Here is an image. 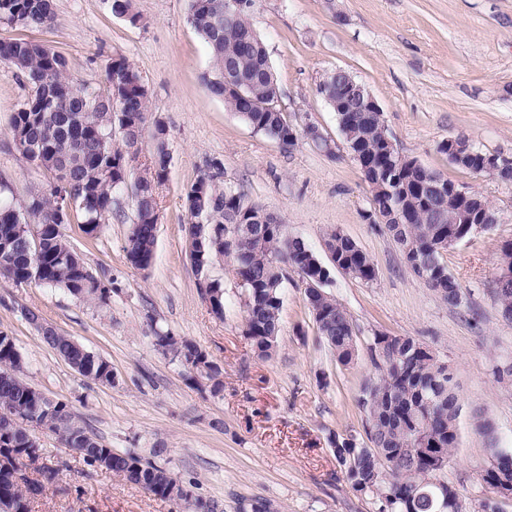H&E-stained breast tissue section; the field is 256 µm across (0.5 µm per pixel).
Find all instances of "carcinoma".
I'll list each match as a JSON object with an SVG mask.
<instances>
[{
	"label": "carcinoma",
	"mask_w": 512,
	"mask_h": 512,
	"mask_svg": "<svg viewBox=\"0 0 512 512\" xmlns=\"http://www.w3.org/2000/svg\"><path fill=\"white\" fill-rule=\"evenodd\" d=\"M112 14L131 24L140 22L134 0H108ZM227 0H190L188 23L203 38L212 63L201 80L225 107L238 113L255 131L292 149L297 137L283 113L246 112L234 94L224 95V66L231 61L236 70L252 79L246 96L258 103L280 100L281 89L274 69H264L266 44L253 28L250 8L232 14ZM55 22L53 0H0V23L27 30H42ZM0 63L28 87V94L10 119L13 141L22 155L47 176L46 188L30 192L20 209L0 198V276L16 284L35 283L59 288L87 303H106L112 282H103L88 268L83 256L71 245L67 226L75 225L86 237H98L112 218L120 197L128 195L134 205L125 258L139 270L151 267L155 257L159 221V190L171 164L166 124L151 110L150 93L141 72L126 58L111 59L101 86L80 85L68 74L67 58L50 46L28 39L0 41ZM340 133L350 152L366 151L381 157L387 130L378 112L336 113ZM119 130L121 142L114 141ZM150 138L149 155L139 162L144 136ZM448 162L480 174L485 151L470 147L454 151L440 144ZM221 164L207 169L184 188L188 236L202 237L204 246L188 252L197 282L205 281L214 292L212 314L224 318V292L212 276L215 262L227 259L235 276L248 290L244 332L256 356L270 358L281 329V287L288 271L307 272L318 256L299 237H286L283 221L270 215L249 232L237 227L245 210L262 208L246 201L244 194L219 179ZM372 184L398 179L401 190L392 197L385 191L372 194L374 212L387 219L383 230L399 247L405 263L428 288L451 307H458L460 285L448 272L443 258L447 241L464 242L472 232L464 224L460 206L453 199L423 200L412 187H424L443 175L412 159L400 172L389 168L362 172ZM340 267L360 281L376 278L370 255L337 229L324 239ZM494 302L512 311V285L494 283ZM320 338L348 366L357 357V334L346 308L326 291L306 294ZM155 345L180 364L201 363L213 380L212 392L222 390L218 370L195 342L154 331ZM56 348L68 352L81 367V375L102 385H113L115 375L105 358L71 340L58 336ZM378 376L361 387L358 404L366 414L368 445L347 439L336 441L334 455L343 467L352 489L371 493L385 486L378 496L379 512H441L443 498L459 493L449 485L435 484L439 466L427 458L400 449L415 447L413 428L424 426V445L450 455L459 443L461 403L453 376L436 387L445 367L437 355L422 349L411 336L377 334L369 347ZM20 352L14 337L0 331V409L60 436L69 447L96 448L112 458L111 468L127 471L129 483L146 485L149 492L168 497L167 484L156 473L169 468L133 452L103 447L102 442L80 425L68 404L41 405L37 390L22 378ZM9 451L19 459L39 460V479L27 488L0 475V512H30L31 499L56 482L59 471L46 463L45 449L28 439L25 431L13 437ZM489 488L512 483V467L485 471Z\"/></svg>",
	"instance_id": "1"
}]
</instances>
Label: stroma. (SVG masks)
Here are the masks:
<instances>
[{"mask_svg": "<svg viewBox=\"0 0 512 512\" xmlns=\"http://www.w3.org/2000/svg\"><path fill=\"white\" fill-rule=\"evenodd\" d=\"M134 4L141 16L135 25L113 16L106 0H54L55 24L27 34L61 52L79 83H102L111 58L134 63L167 126L172 161L160 191L151 268L135 269L125 258L130 197H122L98 239L70 232L93 274L114 279L107 305L0 279V331L14 337L26 380L67 403L107 447L170 468L217 512H249L257 499L279 512H378L375 496L347 483L334 441L365 438L358 398L363 381L376 375L373 336H410L454 375L463 405L460 441L440 477L458 490L466 512H481L489 495L481 480L488 454L475 415L489 417L500 447L512 448V376H495L512 365V319L490 296L498 250L512 240V185L454 167L438 146L464 136L484 151L512 156V0H256L251 22L279 76L281 108L300 133L287 151L203 85L210 55L187 21L188 0ZM339 69L377 101L402 153L499 209L500 224L444 255L464 293L461 306H448L427 288L371 222L369 187L318 92L323 77ZM25 94L12 74L0 71V183L19 207L46 182L9 129ZM308 125L335 143V156L303 137ZM213 160L221 162L226 184L281 218L286 234L304 239L320 260L328 258L324 236L332 229L371 256L374 281L335 269L328 287L357 333L353 366L340 365L320 339L297 273L282 284L281 331L271 358H257L243 332L245 291L225 260L213 271L224 285V316H213L187 255L183 196ZM30 310L108 360L115 385L98 384L64 362L27 320ZM158 330L206 351L223 391L213 394L205 377H191L163 355L154 345ZM34 435L59 476L33 499L32 512H184L182 503L88 465L55 434Z\"/></svg>", "mask_w": 512, "mask_h": 512, "instance_id": "obj_1", "label": "stroma"}]
</instances>
